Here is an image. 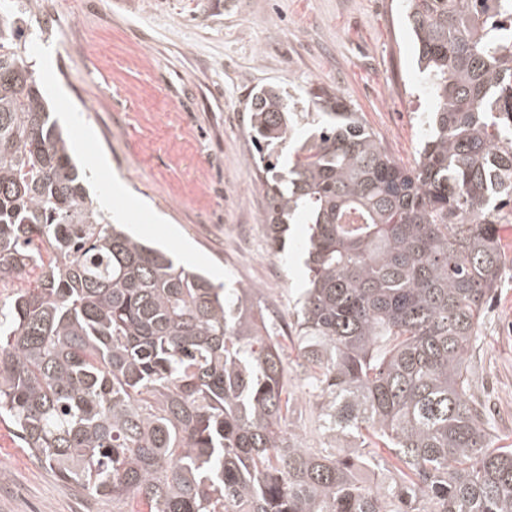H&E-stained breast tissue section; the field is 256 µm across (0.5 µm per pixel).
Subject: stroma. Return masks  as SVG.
<instances>
[{
  "mask_svg": "<svg viewBox=\"0 0 512 512\" xmlns=\"http://www.w3.org/2000/svg\"><path fill=\"white\" fill-rule=\"evenodd\" d=\"M24 29L75 162L103 161L87 178L91 196L111 197L109 215L186 268L254 287L284 325L305 286L309 227L290 225L284 250L268 243L247 132L256 89L335 90L406 167L432 109L400 0H43ZM472 362L474 395L496 408L497 437L512 440V267ZM289 388L295 428L317 442L315 399L301 375ZM0 512H112V503L59 480L0 422Z\"/></svg>",
  "mask_w": 512,
  "mask_h": 512,
  "instance_id": "1",
  "label": "stroma"
}]
</instances>
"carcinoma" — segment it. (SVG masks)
I'll list each match as a JSON object with an SVG mask.
<instances>
[{"instance_id":"obj_1","label":"carcinoma","mask_w":512,"mask_h":512,"mask_svg":"<svg viewBox=\"0 0 512 512\" xmlns=\"http://www.w3.org/2000/svg\"><path fill=\"white\" fill-rule=\"evenodd\" d=\"M403 2L433 100L414 166L333 90L249 107L271 244L313 225L293 332L317 446L255 288L109 222L0 8V422L32 458L112 512H512L469 370L512 223V0ZM302 375L295 372L289 376V389L294 396V413L292 420L294 428L298 431L306 433V436L311 443L316 444L318 441V431L315 430V420L318 415L319 409L316 404L315 398L310 397L309 389L305 385Z\"/></svg>"}]
</instances>
